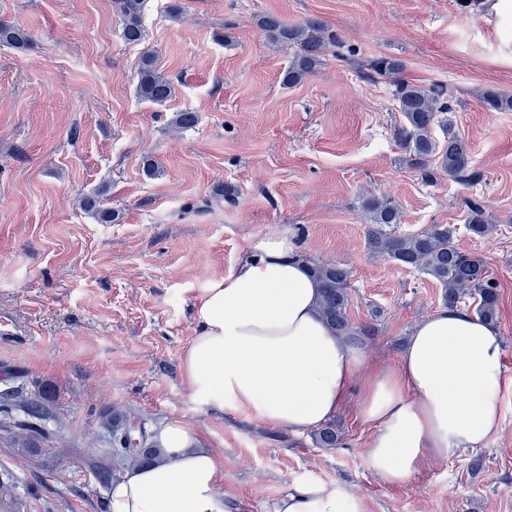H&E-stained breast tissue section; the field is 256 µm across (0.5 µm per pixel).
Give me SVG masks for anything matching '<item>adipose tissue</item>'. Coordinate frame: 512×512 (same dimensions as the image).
Listing matches in <instances>:
<instances>
[{
    "label": "adipose tissue",
    "mask_w": 512,
    "mask_h": 512,
    "mask_svg": "<svg viewBox=\"0 0 512 512\" xmlns=\"http://www.w3.org/2000/svg\"><path fill=\"white\" fill-rule=\"evenodd\" d=\"M317 301V285L288 238L249 246L196 302L199 329L181 361L194 395L301 435L331 422L359 390V415L375 428L368 465L393 485L423 461L498 435L506 376L494 323L441 307L416 324L395 366L372 367L361 341L335 335ZM153 440L166 462L114 482L110 512H225L217 459L199 433L172 420ZM272 512H366V505L337 486L299 482Z\"/></svg>",
    "instance_id": "ef3b65f1"
}]
</instances>
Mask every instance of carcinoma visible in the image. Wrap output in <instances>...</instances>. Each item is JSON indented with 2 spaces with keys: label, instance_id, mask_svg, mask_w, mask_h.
<instances>
[{
  "label": "carcinoma",
  "instance_id": "cac0c4a2",
  "mask_svg": "<svg viewBox=\"0 0 512 512\" xmlns=\"http://www.w3.org/2000/svg\"><path fill=\"white\" fill-rule=\"evenodd\" d=\"M122 18V36L129 43L145 41L143 15L146 0H115ZM258 25L273 41L295 48L288 68L283 72L282 85L294 87L315 74L323 65L324 50L330 41L323 25L316 20L289 24L275 15H265ZM31 36L21 27L0 21V45L16 49L26 48ZM367 79L375 82L387 79L393 87L403 121L395 125L392 137L404 149L406 164L420 172L427 182L437 179L441 172L466 185L480 179V173L471 167L467 143L454 130L452 96L448 86L440 83L421 85L402 77L404 63L395 57L380 56L357 63ZM137 94L143 101L164 106L172 98L174 85L160 69L155 57L146 52L135 66ZM486 108L492 112L512 111V96L488 91L484 96ZM440 128L443 143L433 136V129ZM100 188L82 198L83 209L100 223L114 220L111 211L99 205ZM469 210L466 230L475 237L485 238L491 225L484 218L485 205L478 198L466 201ZM362 210L369 225L367 246L375 254L387 256L395 264L411 269L436 280L443 288V304L454 306L465 297L475 300V313L484 320L495 321L499 295L497 285L489 275L487 264L478 253L460 251L453 243L456 228L450 224H432L419 233L399 234L401 222L398 205L389 198L368 196L362 200ZM307 262L312 278L319 288L318 306L322 317L338 336H359L367 330L354 327L350 321V272L333 263ZM35 396L19 402L12 396L0 395V432L8 435V444L21 453L42 449L45 435L43 398ZM130 425V419L120 413L112 415L108 431L116 457L129 468L152 465L164 460L163 451L152 441L144 448H131L121 444V438ZM313 440L322 448H334L340 440L336 426L328 424L314 433Z\"/></svg>",
  "mask_w": 512,
  "mask_h": 512
}]
</instances>
